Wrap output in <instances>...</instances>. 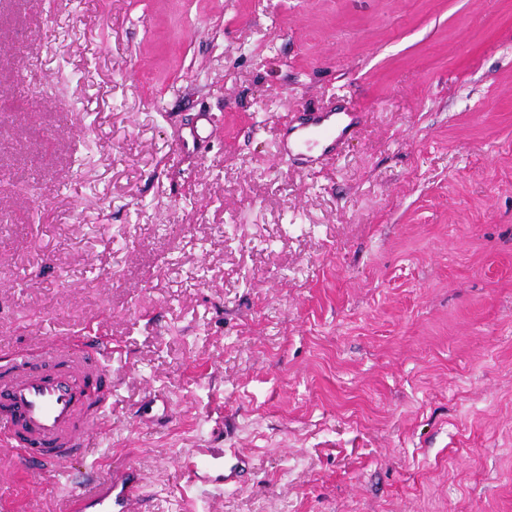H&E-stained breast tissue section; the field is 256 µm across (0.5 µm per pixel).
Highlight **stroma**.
<instances>
[{
    "label": "stroma",
    "instance_id": "stroma-1",
    "mask_svg": "<svg viewBox=\"0 0 512 512\" xmlns=\"http://www.w3.org/2000/svg\"><path fill=\"white\" fill-rule=\"evenodd\" d=\"M89 324L145 512H512V0H0V342ZM335 114L328 113L317 116L311 128L299 134L290 146L284 145V148L297 155H306L312 150L321 147V156H327L324 153H329L334 148L337 149L345 138L347 127L352 123L351 121L343 130L341 129V133L336 134V117L334 124L326 123L328 121L326 119ZM314 135H318V138H313ZM251 458L226 448H192L178 461L179 470L189 485L201 478L214 487L238 485L240 474L250 468Z\"/></svg>",
    "mask_w": 512,
    "mask_h": 512
}]
</instances>
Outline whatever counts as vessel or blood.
<instances>
[{"label":"vessel or blood","instance_id":"b4317fda","mask_svg":"<svg viewBox=\"0 0 512 512\" xmlns=\"http://www.w3.org/2000/svg\"><path fill=\"white\" fill-rule=\"evenodd\" d=\"M343 140L335 125L317 116L308 131L299 134L290 152L304 155L319 149L328 153ZM112 350L103 336L78 334L52 343H36L0 352L6 367L0 370V447L14 461H38L49 473L67 472L76 458L92 452V434L105 420L87 409V389L111 391L106 365ZM251 459L238 450L194 448L178 461L188 484L205 481L214 487L236 485ZM141 469L125 464L101 477L74 483L64 497V512H142Z\"/></svg>","mask_w":512,"mask_h":512}]
</instances>
